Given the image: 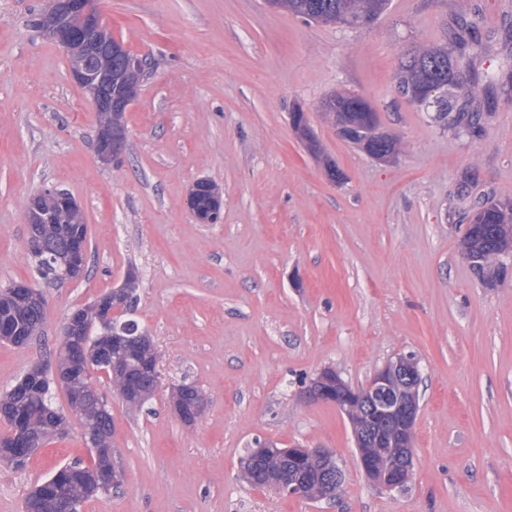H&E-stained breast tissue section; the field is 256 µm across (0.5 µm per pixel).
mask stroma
Segmentation results:
<instances>
[{
	"instance_id": "obj_1",
	"label": "stroma",
	"mask_w": 512,
	"mask_h": 512,
	"mask_svg": "<svg viewBox=\"0 0 512 512\" xmlns=\"http://www.w3.org/2000/svg\"><path fill=\"white\" fill-rule=\"evenodd\" d=\"M151 72L125 114V152L98 156L99 117L66 52L31 23L51 0H0V288L42 292V338L0 343V392L52 364L70 314L136 268L134 316L158 354L159 385L138 411L96 374L114 425L121 485L82 512H512V256L477 275L463 214L512 202V97L498 86L512 45L478 66L484 134L433 123L396 86L405 54L444 43L457 16L483 37L512 27V0H391L372 26L305 20L265 0H94ZM337 92L375 108L400 151L380 164L341 139L323 109ZM301 108L324 157L290 125ZM340 176L331 178L325 161ZM468 171L478 185L455 198ZM201 179L224 203L200 224ZM68 190L88 226L89 274L41 279L27 251L29 200ZM400 354L419 363L411 476L377 488L357 463L352 424L312 401L317 373L352 387ZM196 385L203 418L184 426L174 388ZM331 451L334 498L290 497L243 480L254 440ZM92 462L80 425L27 466L0 464V512L59 467Z\"/></svg>"
}]
</instances>
